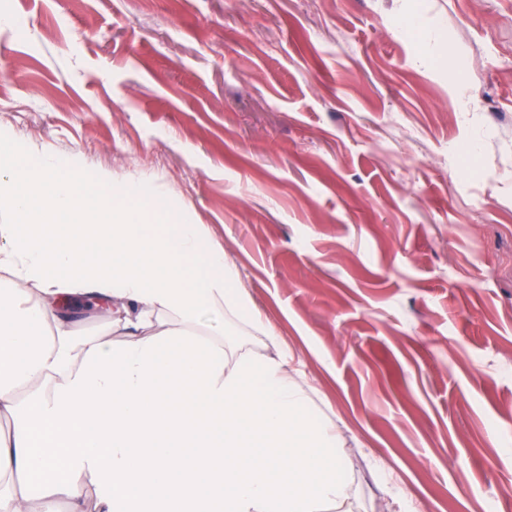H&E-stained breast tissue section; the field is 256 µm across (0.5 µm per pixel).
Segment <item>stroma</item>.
I'll list each match as a JSON object with an SVG mask.
<instances>
[{"label":"stroma","instance_id":"1","mask_svg":"<svg viewBox=\"0 0 512 512\" xmlns=\"http://www.w3.org/2000/svg\"><path fill=\"white\" fill-rule=\"evenodd\" d=\"M0 130L223 247L364 512L512 494V0H0ZM224 337L272 346L224 317Z\"/></svg>","mask_w":512,"mask_h":512}]
</instances>
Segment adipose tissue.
<instances>
[{
  "mask_svg": "<svg viewBox=\"0 0 512 512\" xmlns=\"http://www.w3.org/2000/svg\"><path fill=\"white\" fill-rule=\"evenodd\" d=\"M151 194L0 136V512H353L293 353L225 346L228 313L276 336L190 213L126 204ZM88 302L109 320L81 336L68 311ZM206 312L208 339L190 331Z\"/></svg>",
  "mask_w": 512,
  "mask_h": 512,
  "instance_id": "ef3b65f1",
  "label": "adipose tissue"
}]
</instances>
